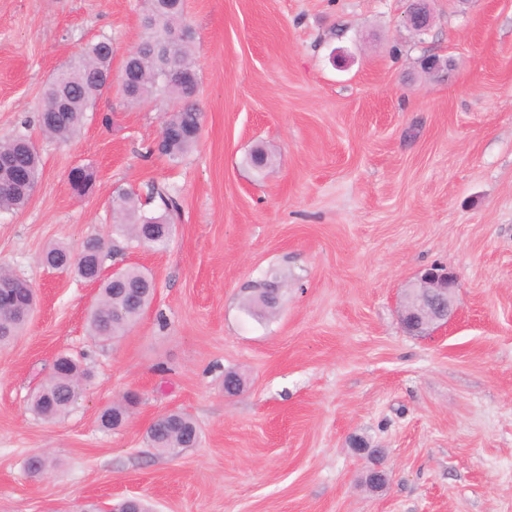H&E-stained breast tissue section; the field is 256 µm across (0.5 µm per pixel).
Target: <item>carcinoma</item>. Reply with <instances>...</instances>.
I'll use <instances>...</instances> for the list:
<instances>
[{
	"mask_svg": "<svg viewBox=\"0 0 512 512\" xmlns=\"http://www.w3.org/2000/svg\"><path fill=\"white\" fill-rule=\"evenodd\" d=\"M145 36L137 45V56L127 63L130 85L125 92L139 102L158 97L175 100L176 107L162 122L159 141L146 147V154H158L179 164L197 144L201 111L195 95L176 81L162 78L165 68L195 70L189 48L178 38L188 28L183 7H169L164 0H147ZM112 72V42L102 38L87 45L73 59L60 67L48 81L44 102L37 115L43 135L62 142L69 140L82 126L86 113L109 89L105 77ZM9 152V164L0 167V212L18 211L33 196L42 168L36 144L25 136H15L0 143ZM72 189L80 196L93 189L94 176L89 169L78 167L70 172ZM159 199L163 212L147 213L143 204ZM111 209L119 223L113 232L138 245L161 251L170 241L168 227L171 215L180 211L177 192L170 187H154L145 202L130 191L118 189L111 197ZM107 242L96 235L80 245L57 243L48 247L41 262L48 268L73 272L79 278L96 283L99 295L88 319L94 336L103 342L119 336L152 301V276L137 266H126L118 278L104 276ZM0 346L10 343L25 325L32 297V287L13 274L0 270ZM84 376L78 358L63 354L55 362L50 379L36 392L32 410L41 418L55 419L65 415L78 396V382ZM128 407L113 404L100 415L101 427L113 430L125 421ZM148 438L159 452L176 456L181 449L198 441L193 420L181 412H172L161 422L149 427Z\"/></svg>",
	"mask_w": 512,
	"mask_h": 512,
	"instance_id": "carcinoma-1",
	"label": "carcinoma"
}]
</instances>
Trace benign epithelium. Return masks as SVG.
<instances>
[{
  "mask_svg": "<svg viewBox=\"0 0 512 512\" xmlns=\"http://www.w3.org/2000/svg\"><path fill=\"white\" fill-rule=\"evenodd\" d=\"M404 22L419 34L428 31L430 16L420 0L405 13ZM456 288L457 278L451 270L441 266L425 269L402 296L401 317L405 331L412 336L428 337L447 325L457 310Z\"/></svg>",
  "mask_w": 512,
  "mask_h": 512,
  "instance_id": "benign-epithelium-1",
  "label": "benign epithelium"
}]
</instances>
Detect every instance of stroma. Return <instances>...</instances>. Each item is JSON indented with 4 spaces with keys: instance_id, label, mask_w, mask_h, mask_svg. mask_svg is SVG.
Here are the masks:
<instances>
[{
    "instance_id": "35a3bbf8",
    "label": "stroma",
    "mask_w": 512,
    "mask_h": 512,
    "mask_svg": "<svg viewBox=\"0 0 512 512\" xmlns=\"http://www.w3.org/2000/svg\"><path fill=\"white\" fill-rule=\"evenodd\" d=\"M408 6L184 0L202 118L174 168L144 154L169 100L104 93L65 144L20 124L86 44L111 38L120 71L143 0H0V139L30 136L42 162L28 205L0 213V266L38 296L0 347V512L123 497L154 512H512V0H428L422 35ZM427 55L450 59L448 75L423 71ZM76 167L96 177L84 197ZM154 184L181 206L161 252L112 232L113 190L143 198ZM91 235L158 286L109 343L87 326L97 285L41 262ZM435 264L458 276V315L421 339L399 297ZM271 278L275 314L249 316V286ZM62 353L88 377L45 421L30 398ZM129 392V421L101 429ZM169 411L199 431L175 457L147 442ZM44 450L57 466L31 476ZM415 2L412 7L405 13L404 22L412 30L419 34H424L430 26V16L423 1Z\"/></svg>"
}]
</instances>
